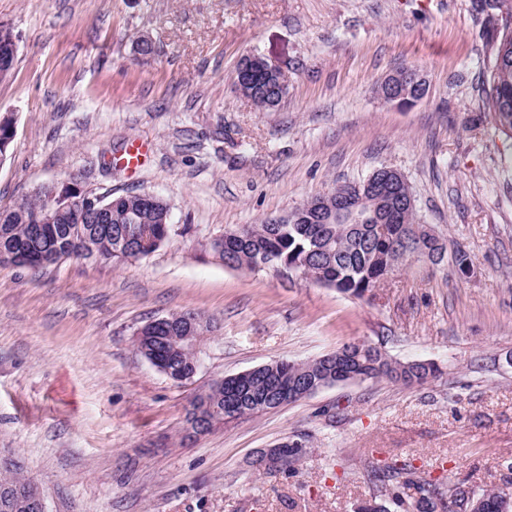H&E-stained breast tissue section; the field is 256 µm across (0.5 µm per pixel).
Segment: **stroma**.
I'll return each instance as SVG.
<instances>
[{
  "instance_id": "35a3bbf8",
  "label": "stroma",
  "mask_w": 512,
  "mask_h": 512,
  "mask_svg": "<svg viewBox=\"0 0 512 512\" xmlns=\"http://www.w3.org/2000/svg\"><path fill=\"white\" fill-rule=\"evenodd\" d=\"M17 36L0 117L15 136L0 209L80 178L95 196L149 191L170 233L123 264H0V454L46 512H355L377 463L411 462L447 489L512 482V140L483 116L503 26L483 0H0ZM153 46L138 51L140 40ZM288 78L260 111L234 87L242 55ZM403 67L426 96L377 93ZM148 144L139 167L122 156ZM388 167L448 252L356 298L299 274L231 269L224 230L286 215ZM473 261L460 276L456 248ZM211 322L189 381L135 346L151 319ZM365 341L434 363L411 387L340 383L183 441L193 397L259 365ZM304 448L294 471H256L260 449Z\"/></svg>"
}]
</instances>
